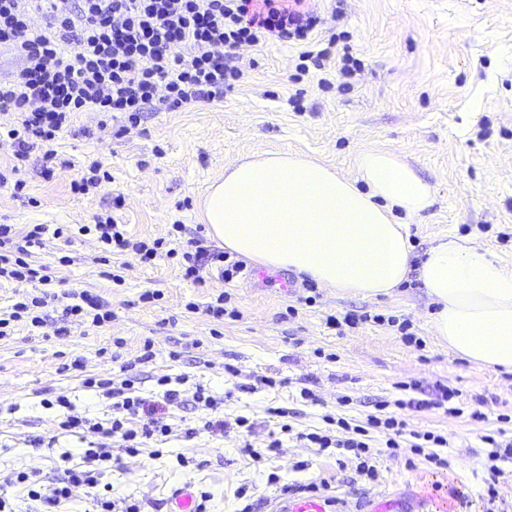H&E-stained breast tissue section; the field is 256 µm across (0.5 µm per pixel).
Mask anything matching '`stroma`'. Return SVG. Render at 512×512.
<instances>
[{
	"instance_id": "35a3bbf8",
	"label": "stroma",
	"mask_w": 512,
	"mask_h": 512,
	"mask_svg": "<svg viewBox=\"0 0 512 512\" xmlns=\"http://www.w3.org/2000/svg\"><path fill=\"white\" fill-rule=\"evenodd\" d=\"M319 35L339 34L361 62L348 80L335 79L322 89V73L334 74L335 61L292 81L297 51L289 43L237 49L244 77L235 91L214 102H199L172 111L149 110L137 124L123 114L76 113L72 127L51 142L62 167L45 175L41 151L32 152L20 177L21 192L0 187V224L27 231L49 228L35 249L36 264L48 266L50 283L0 279V312L10 310L26 294L49 295L42 327H15L0 340V498L8 512H37L15 477L38 474L43 493L63 486L66 468L79 465L93 441L60 429L65 413L56 396H65L75 414L106 422L110 400L87 388L89 376H126L138 394L156 400V381L163 375H185L206 385L218 398L216 408L193 401L167 407L165 441H146L137 453L104 439L112 458L96 466L94 486L73 488L60 512H95L94 498L105 493L118 504L138 503L141 512H167L170 492L180 486L209 494L207 512H241L260 507L281 485L317 483L320 493L336 496L342 512H365L402 494L423 496L436 484L460 490L465 512H512V459L498 460L499 496L487 504L481 494L492 453L486 436L512 437V372L485 367L451 352L431 333L435 310L416 274H409L388 296L339 294L320 289L306 304L305 277L282 270L293 287L274 278H235L224 282L215 268L196 285L184 280L177 259L159 253L142 263L126 252L107 256L80 225L111 216L131 238L165 239L168 249L183 250L189 239L223 250L200 218L199 201L209 184L246 157L290 151L333 167L344 177L357 175L365 151L393 153L432 190L430 205L410 226L414 262L445 235L474 240L502 264L512 267V0H320ZM302 93L301 110L290 96ZM99 162L109 183L88 194L71 188L91 163ZM118 271L114 283L109 271ZM66 290H88L101 296L112 311L104 326L62 322ZM160 291L159 300L142 302L141 293ZM226 292L240 316L217 322L204 314L186 313L188 302L206 304ZM298 310L296 317L287 307ZM358 310L371 315H405L412 319L423 347L403 344L393 328L368 323L345 335L325 326L330 314ZM68 326L71 335L58 340L55 330ZM123 348H115V339ZM152 342L154 358L139 363L144 342ZM120 360H113V351ZM180 352L171 360L170 351ZM82 359L84 368L70 363ZM284 378L278 391H236L237 380L226 371ZM418 380L423 389L443 384L459 393L456 413L442 409L408 413L413 429L447 437L439 454L447 469L412 458L410 450L391 453L385 438L374 434L370 446L377 481L359 474L357 462L339 457L336 449L319 450L287 438L279 454L267 452L277 424L268 408L285 407L294 431L327 428L326 415L364 420L380 401L413 397L403 382ZM311 389L318 404L305 403L302 388ZM484 398L485 418L475 421L474 397ZM250 418V433H211L208 420ZM195 429L186 437V429ZM53 439L52 448H34L36 438ZM69 454L62 462L61 454ZM188 465H179V458ZM277 483H270V476Z\"/></svg>"
}]
</instances>
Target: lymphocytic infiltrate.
Wrapping results in <instances>:
<instances>
[{
  "label": "lymphocytic infiltrate",
  "instance_id": "1",
  "mask_svg": "<svg viewBox=\"0 0 512 512\" xmlns=\"http://www.w3.org/2000/svg\"><path fill=\"white\" fill-rule=\"evenodd\" d=\"M43 20L41 28L31 26L32 16ZM319 16L311 0H0V48L23 58L26 65L16 75L0 80V112L16 115L13 124L0 126V139L14 146L12 172H20L31 152L42 149L43 167L53 171L57 154L49 149L75 113L86 110L121 112L129 121H137L148 107L174 111L193 102L223 98L240 82L243 72L234 65L240 45L294 41L300 45L293 81H300L311 69H323L336 47L328 38L324 48H316L313 33ZM44 225H34L26 235H18L11 224H0V278L16 281L48 282L42 266L28 260L31 246L42 243ZM109 252L133 249L143 262L153 261L163 246L162 239L131 242L113 218L84 226ZM184 279L201 282V273L209 265L224 267L225 281L238 277L244 265L224 251L203 248L182 254ZM64 314L100 327L112 319L106 302L83 291H67ZM372 322L388 323L401 341L422 346L409 318L383 317L367 313L328 315L325 325L344 335L346 329ZM185 376H161L157 383L164 392L161 400H150L133 392L130 380L86 378L89 388L100 389L112 402L114 415L108 423L71 414V403L57 397V405L68 414L61 421L63 430L87 431L122 441L125 451L136 452L142 441L163 438L172 432L158 413L163 406L180 403ZM387 402H380V414L367 415L364 422L351 424L345 417H328L336 434L295 433L297 440L310 448H334L351 454L359 473L368 480L378 478L372 463L367 438L370 432H383L385 446L403 447L435 467H447L440 457L447 447L444 436L430 431L409 429L406 418L387 414ZM139 427H130L132 418ZM108 448L88 449L83 467L70 470V483L41 494L28 473H19L17 483L26 485L31 499L55 512L68 499L75 485H92L93 465L111 459Z\"/></svg>",
  "mask_w": 512,
  "mask_h": 512
}]
</instances>
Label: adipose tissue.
<instances>
[{"label":"adipose tissue","mask_w":512,"mask_h":512,"mask_svg":"<svg viewBox=\"0 0 512 512\" xmlns=\"http://www.w3.org/2000/svg\"><path fill=\"white\" fill-rule=\"evenodd\" d=\"M358 180L297 153L243 160L207 187L203 210L225 248L340 293L388 295L412 260L409 227L430 203L414 171L385 151L358 161ZM419 278L436 306L434 336L469 361L512 371V268L463 238L432 247Z\"/></svg>","instance_id":"ef3b65f1"}]
</instances>
